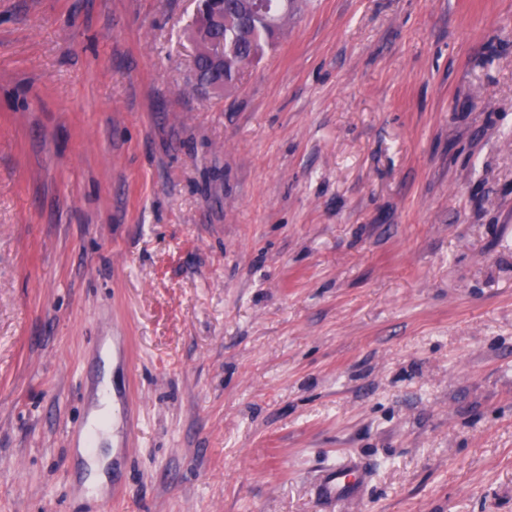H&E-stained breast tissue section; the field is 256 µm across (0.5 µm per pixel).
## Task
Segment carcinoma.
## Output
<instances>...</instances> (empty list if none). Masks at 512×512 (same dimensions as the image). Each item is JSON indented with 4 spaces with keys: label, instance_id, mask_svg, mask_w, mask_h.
Returning <instances> with one entry per match:
<instances>
[{
    "label": "carcinoma",
    "instance_id": "carcinoma-1",
    "mask_svg": "<svg viewBox=\"0 0 512 512\" xmlns=\"http://www.w3.org/2000/svg\"><path fill=\"white\" fill-rule=\"evenodd\" d=\"M267 13H253L248 21L242 20L245 11L243 0H224V26L215 34L224 42V64L213 66L205 61L196 69L197 82L209 84L217 79L231 87L242 71L256 63L265 50L275 47L278 36L266 22V15L276 17L278 28L288 23V13L281 10L282 0H264Z\"/></svg>",
    "mask_w": 512,
    "mask_h": 512
}]
</instances>
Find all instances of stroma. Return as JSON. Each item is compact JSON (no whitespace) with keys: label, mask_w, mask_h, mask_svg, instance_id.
I'll return each mask as SVG.
<instances>
[{"label":"stroma","mask_w":512,"mask_h":512,"mask_svg":"<svg viewBox=\"0 0 512 512\" xmlns=\"http://www.w3.org/2000/svg\"><path fill=\"white\" fill-rule=\"evenodd\" d=\"M294 3L0 0V512H512V0ZM207 0H198L197 5V23L194 29L193 43L195 46V58L205 56L216 64L224 66H213L206 61H201L196 69L197 82L200 85L209 84L217 79L222 80L224 86L231 87L239 79L242 71L248 66L256 63L265 53L266 48L275 47L277 39L282 29L288 23V12H283L280 8L284 0H263L266 3L267 13L254 12L252 17L243 22L242 12H244V2L241 0H224V10L204 9L203 14L199 13V4ZM288 0L284 1L285 8L288 9ZM224 14V26L215 31V34L222 41L204 36L205 30L222 20ZM265 15L269 17V24L266 22ZM275 35L274 31L277 30ZM274 30H272V29ZM107 391L109 393V399L103 398V393ZM112 414V375L106 373L102 385L99 387L94 406L91 410L89 419L91 424L97 423L104 415ZM82 458L89 463L90 473L86 485L90 488H101L108 481L106 467L112 461V448H99L95 456H87L80 448ZM363 480V474L348 463L329 468L324 475L323 491L331 499L353 496Z\"/></svg>","instance_id":"35a3bbf8"}]
</instances>
